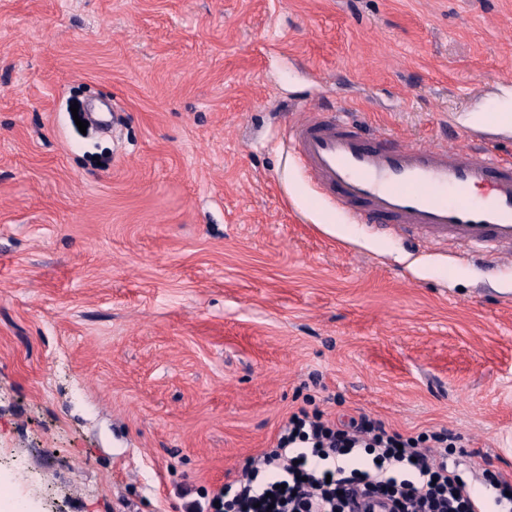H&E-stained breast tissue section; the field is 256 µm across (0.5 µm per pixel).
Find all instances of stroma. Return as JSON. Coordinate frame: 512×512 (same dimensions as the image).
Returning a JSON list of instances; mask_svg holds the SVG:
<instances>
[{
	"mask_svg": "<svg viewBox=\"0 0 512 512\" xmlns=\"http://www.w3.org/2000/svg\"><path fill=\"white\" fill-rule=\"evenodd\" d=\"M301 103L487 135L512 0H0L11 512H209L308 399L512 482V264L351 222L294 158Z\"/></svg>",
	"mask_w": 512,
	"mask_h": 512,
	"instance_id": "stroma-1",
	"label": "stroma"
}]
</instances>
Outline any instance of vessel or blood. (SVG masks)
Instances as JSON below:
<instances>
[{"instance_id":"obj_1","label":"vessel or blood","mask_w":512,"mask_h":512,"mask_svg":"<svg viewBox=\"0 0 512 512\" xmlns=\"http://www.w3.org/2000/svg\"><path fill=\"white\" fill-rule=\"evenodd\" d=\"M289 142L320 194L359 223L512 260V160L473 136L401 144L363 133L345 111L307 108Z\"/></svg>"}]
</instances>
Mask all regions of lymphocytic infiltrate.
Here are the masks:
<instances>
[{
    "mask_svg": "<svg viewBox=\"0 0 512 512\" xmlns=\"http://www.w3.org/2000/svg\"><path fill=\"white\" fill-rule=\"evenodd\" d=\"M447 430L406 436L360 415L332 421L299 409L275 444L224 485L214 512H350L349 493L379 499L389 512H475L474 483L449 461Z\"/></svg>",
    "mask_w": 512,
    "mask_h": 512,
    "instance_id": "1",
    "label": "lymphocytic infiltrate"
}]
</instances>
